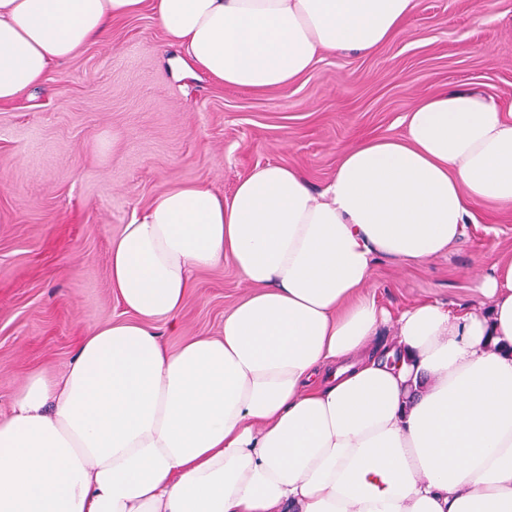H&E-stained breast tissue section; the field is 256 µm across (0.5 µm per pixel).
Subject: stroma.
Here are the masks:
<instances>
[{"mask_svg": "<svg viewBox=\"0 0 512 512\" xmlns=\"http://www.w3.org/2000/svg\"><path fill=\"white\" fill-rule=\"evenodd\" d=\"M182 55L147 10L0 104V415L33 373L63 369L89 328L127 319L110 244L170 185L228 197L255 167L281 164L322 188L345 149L402 134L405 115L447 88L512 113V0H416L375 53L323 54L278 90L176 70ZM489 254L512 260V208L474 206L460 241L429 262L379 259L370 291L395 312L465 305ZM248 292L231 263L195 271L176 326L158 325L162 342L217 334Z\"/></svg>", "mask_w": 512, "mask_h": 512, "instance_id": "1", "label": "stroma"}]
</instances>
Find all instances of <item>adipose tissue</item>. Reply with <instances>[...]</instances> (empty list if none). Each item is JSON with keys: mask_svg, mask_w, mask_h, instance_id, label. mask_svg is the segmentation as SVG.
<instances>
[{"mask_svg": "<svg viewBox=\"0 0 512 512\" xmlns=\"http://www.w3.org/2000/svg\"><path fill=\"white\" fill-rule=\"evenodd\" d=\"M145 1L0 0V103ZM149 1L186 66L256 92L374 52L416 7ZM404 123L345 150L321 189L267 165L228 199L171 185L125 225L109 274L132 317L90 329L0 415V512H512V262L479 278L484 312L395 314L367 291L378 258L427 262L472 206H512V113L447 89ZM225 262L250 295L221 335L169 352L158 321Z\"/></svg>", "mask_w": 512, "mask_h": 512, "instance_id": "ef3b65f1", "label": "adipose tissue"}]
</instances>
